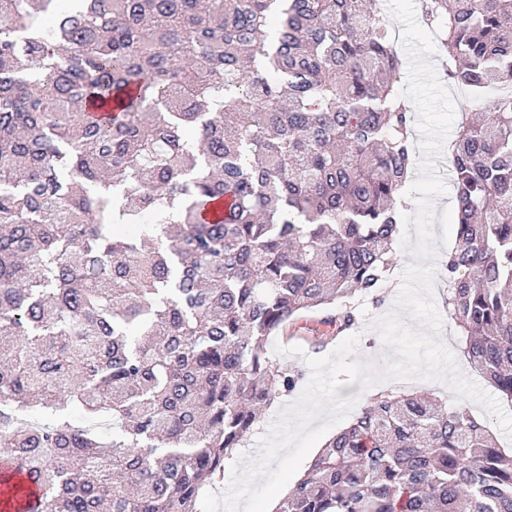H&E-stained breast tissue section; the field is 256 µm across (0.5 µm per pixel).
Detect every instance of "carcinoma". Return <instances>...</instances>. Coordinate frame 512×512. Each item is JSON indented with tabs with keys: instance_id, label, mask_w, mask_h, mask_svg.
<instances>
[{
	"instance_id": "obj_1",
	"label": "carcinoma",
	"mask_w": 512,
	"mask_h": 512,
	"mask_svg": "<svg viewBox=\"0 0 512 512\" xmlns=\"http://www.w3.org/2000/svg\"><path fill=\"white\" fill-rule=\"evenodd\" d=\"M419 6L476 112L448 143V311L512 400V93L484 97L512 0ZM402 69L380 0H0V464L34 512H199L299 380L268 337L350 328L389 275ZM275 512H512V455L463 404L388 395Z\"/></svg>"
}]
</instances>
